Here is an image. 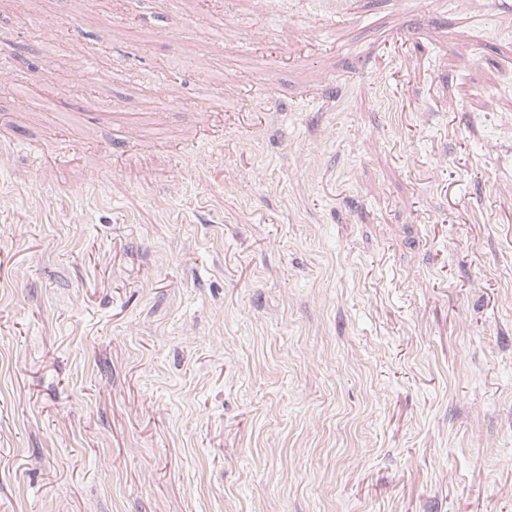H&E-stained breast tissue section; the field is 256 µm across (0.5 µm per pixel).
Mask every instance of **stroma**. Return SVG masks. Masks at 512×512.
Segmentation results:
<instances>
[{
    "instance_id": "35a3bbf8",
    "label": "stroma",
    "mask_w": 512,
    "mask_h": 512,
    "mask_svg": "<svg viewBox=\"0 0 512 512\" xmlns=\"http://www.w3.org/2000/svg\"><path fill=\"white\" fill-rule=\"evenodd\" d=\"M0 67V512H512V0H0Z\"/></svg>"
}]
</instances>
